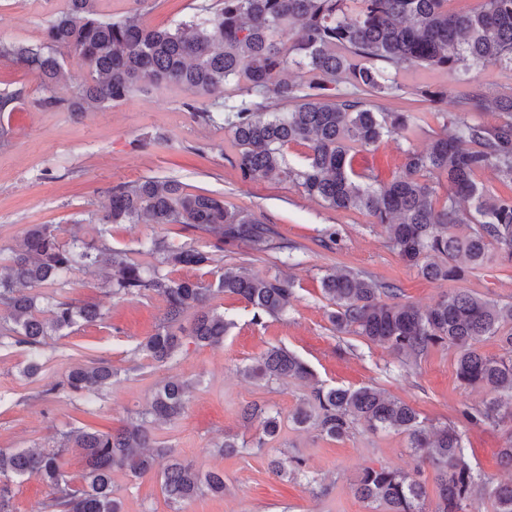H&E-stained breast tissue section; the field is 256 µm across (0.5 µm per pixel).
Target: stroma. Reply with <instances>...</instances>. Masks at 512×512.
Returning <instances> with one entry per match:
<instances>
[{"label":"stroma","mask_w":512,"mask_h":512,"mask_svg":"<svg viewBox=\"0 0 512 512\" xmlns=\"http://www.w3.org/2000/svg\"><path fill=\"white\" fill-rule=\"evenodd\" d=\"M212 0H98L102 16L112 19L137 10L144 26L165 28L191 20L199 6ZM66 6V0H0V40L30 43ZM406 92L430 85L448 91L437 104L455 110L456 97L472 84L503 92L512 89V68L501 65L460 68L455 77L415 65L399 77ZM22 91L21 100L0 112V263H6L36 224L71 230L92 203L103 200L114 185L146 178L175 179L187 192L209 189L223 194L228 208L244 210L273 225L281 241L295 246L296 265L274 250L250 257L247 247L225 253L230 267L249 259L261 276L279 274L295 282L297 299L281 317L255 319L250 306L233 296L218 295L213 304L230 329L220 348L187 344L185 352L164 366L137 355L136 346L154 333L163 303L153 294L113 299L101 278L79 273L69 278L70 296L100 303L109 312L105 323L81 326L65 337L46 341L43 380L60 379L74 365L106 361L118 369L101 398H43L36 383L23 374L27 349L0 348V449L38 448L54 429L91 423L93 414L113 425L142 410L162 380L177 376L192 384L187 408L174 424L162 426L159 439L171 444L201 470L224 473L223 495L206 496L175 509L161 491L159 477L135 480L117 472L114 495L122 512H383L361 500L354 488L367 467L387 466L422 482L428 504L436 502L434 471L394 431L371 432L355 426L341 440L316 429H302L288 416L309 394L298 383L268 384L239 373L271 346L294 352L327 387H375L417 410L421 419L461 432L467 456L482 477L493 482L512 478L499 450L512 439V423L475 425L468 412L483 408L486 389L466 387L456 378L454 349L437 347L415 360L397 356L386 346L355 334H339L327 319L331 305L321 278L333 269H351L397 284L402 302L425 310L458 286L479 297L512 302V264L495 261L466 272L457 284L430 282L407 267L390 249L386 233L357 210H334L303 195L292 183L242 180L234 159L238 146L230 132L201 124L191 107H206L207 98L182 91L137 93L105 111L82 118L37 106L45 91L22 65L0 59V93ZM439 123L416 130L410 139L392 135L378 146L353 150L357 171L390 181L400 170L407 148H427ZM163 236L188 241L181 225L124 224L114 228L112 244L136 255L142 243ZM259 403L284 415L276 440L251 447L245 454L222 456L214 446L230 436L253 442L259 422H245L243 406ZM299 458L303 470L278 476L270 457Z\"/></svg>","instance_id":"obj_1"}]
</instances>
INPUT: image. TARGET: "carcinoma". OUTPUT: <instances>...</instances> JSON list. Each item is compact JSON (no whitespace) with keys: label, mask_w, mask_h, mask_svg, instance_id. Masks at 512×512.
Masks as SVG:
<instances>
[{"label":"carcinoma","mask_w":512,"mask_h":512,"mask_svg":"<svg viewBox=\"0 0 512 512\" xmlns=\"http://www.w3.org/2000/svg\"><path fill=\"white\" fill-rule=\"evenodd\" d=\"M67 8L44 29L36 43L0 40V59L24 66L45 87L69 80L67 58H79L90 79L71 95L53 94L38 101L47 109L104 111L149 89L175 88L209 98L194 116L227 128L239 147L235 166L245 181H288L304 195L333 209L365 212L383 226L397 256L433 281L461 279L464 262L482 267L496 255L512 263V90L492 93L475 84L456 102V112H435L431 105L445 89L420 88L402 112H379L370 98L402 97L395 75L413 65L453 74L464 65L499 63L512 67V0H479L469 13L448 10V0H215L200 6L201 16L173 27L148 28L137 14L104 19L96 0H67ZM298 27L301 36L286 46L283 34ZM304 71L289 76L290 67ZM352 87L341 91L342 81ZM236 98L224 96L229 82ZM503 114L497 124L473 118L476 111ZM442 121L427 149L404 150L401 172L384 185L355 173L352 150H368L392 134L409 139L416 127ZM304 143L310 153L298 166L285 163L283 149ZM492 172L502 191L490 195L481 176ZM93 236L74 232L61 237L53 224H35L8 263L0 264V307L11 324L0 325V346L11 339L28 350L24 373L33 378L43 367L42 348L49 336L76 326L103 322L107 311L96 302L66 295L65 276H94L106 271L104 288L114 297L154 294L164 302L156 332L136 352L164 365L186 342L218 348L228 324L212 306L220 295L236 296L255 317H278L295 300L292 283L278 275L258 276L244 263L218 271L212 282L176 279L178 268L208 269L216 257L240 244L261 254L290 249L274 227L250 213L231 210L224 197L208 190L188 193L176 180L146 178L106 192V202L88 212ZM119 224H180L195 241L174 243L155 238L131 258L112 247ZM333 306L328 320L340 333H354L410 358L442 346L456 352V376L468 386L493 394L472 416L476 423H512V303H499L453 288L422 311L400 301L401 289L352 270H333L321 278ZM47 288L45 305L31 294ZM193 313L190 326L183 317ZM497 336L504 353L489 357L476 344ZM244 376L267 383H312L310 367L279 346L268 348ZM118 377L108 362L71 367L59 380L41 385L42 397L103 392ZM189 385L171 377L157 387L146 408L121 427L93 426L56 431L37 450H0V512H14V486L35 474L47 488L39 512H121L112 491V474L151 477L157 465L161 489L173 504L206 494L224 495V472L200 471L156 429L185 411ZM247 422H261L265 445L279 431L281 417L254 404L243 411ZM297 426H314L340 440L356 425L369 431L393 430L434 470L435 512H465L475 498L492 502L494 512H512V482L492 483L469 463L463 437L448 426L420 420L408 404L371 388L312 387L311 397L290 417ZM77 453L79 476L65 469ZM356 494L385 512H426L427 493L419 481L399 470L368 467Z\"/></svg>","instance_id":"cac0c4a2"}]
</instances>
